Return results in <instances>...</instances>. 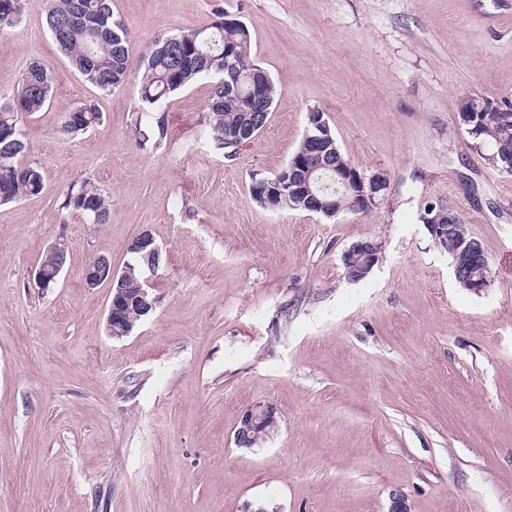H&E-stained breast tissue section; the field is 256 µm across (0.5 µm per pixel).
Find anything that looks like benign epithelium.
<instances>
[{"label":"benign epithelium","mask_w":512,"mask_h":512,"mask_svg":"<svg viewBox=\"0 0 512 512\" xmlns=\"http://www.w3.org/2000/svg\"><path fill=\"white\" fill-rule=\"evenodd\" d=\"M252 104H263L261 112L269 111L270 105L264 102L263 86L264 76L258 72L248 75ZM314 125L319 133L307 137L308 148L306 152L291 160L286 176L273 183V191L283 199L289 201L303 198L309 212L325 215L334 211V200L330 194L336 195L351 193L355 198V209L366 213L377 205L379 194L386 188V178L381 174L368 175L353 165L335 167L332 163L331 151L333 139L330 136L327 122L322 120V114H317ZM317 175L323 179L330 175V183L318 189L313 188L310 177ZM332 193H327V190ZM446 205H440V211L434 216L420 215V220L431 230L433 235L441 238L448 237V231H458L457 225L461 222L459 213L445 214ZM448 218V226L440 224L442 218ZM148 251L158 253L161 251L153 235L145 230L135 237L127 246V251ZM382 244L371 239H363L352 245L347 253L356 258L363 259V273L370 272L379 259ZM66 253V244L57 242L47 249V255L53 259L52 267L41 264L35 274V284L43 288L49 280L58 279L63 267ZM121 273L112 271V263H95L85 268L83 278L86 287L90 289L101 285L109 288V306L106 318L108 335L113 338H122L130 335L134 324L125 319V313L135 309L144 317L149 316L155 309L157 298L153 296L156 270L150 266L141 272L140 288L134 293L122 288ZM276 408L270 404H259L248 409L240 420L235 437L251 438L254 430L265 421L276 420Z\"/></svg>","instance_id":"benign-epithelium-1"}]
</instances>
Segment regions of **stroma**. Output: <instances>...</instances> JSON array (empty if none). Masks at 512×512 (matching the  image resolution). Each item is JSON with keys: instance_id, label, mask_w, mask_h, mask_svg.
<instances>
[{"instance_id": "1", "label": "stroma", "mask_w": 512, "mask_h": 512, "mask_svg": "<svg viewBox=\"0 0 512 512\" xmlns=\"http://www.w3.org/2000/svg\"><path fill=\"white\" fill-rule=\"evenodd\" d=\"M0 29V104L30 63L53 77L24 116L45 193L0 206V512H512V175L489 165L458 114L462 97L512 105V0H112L132 58L221 9L247 25L279 97L233 160L208 134L199 79L139 110V73L104 93L22 0ZM95 102L102 121L64 130ZM342 154L387 178L367 213L270 210L251 197L297 149L310 109ZM162 116L161 146L136 125ZM112 198L94 224L62 209L83 180ZM462 214L490 267L462 288L419 216ZM150 231L164 252L155 311L106 332L114 270ZM382 257L358 282L342 255L363 238ZM68 245L55 287L34 273ZM279 430L254 448L235 431L256 403Z\"/></svg>"}]
</instances>
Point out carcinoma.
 I'll return each mask as SVG.
<instances>
[{"label": "carcinoma", "mask_w": 512, "mask_h": 512, "mask_svg": "<svg viewBox=\"0 0 512 512\" xmlns=\"http://www.w3.org/2000/svg\"><path fill=\"white\" fill-rule=\"evenodd\" d=\"M204 26H191L156 41L140 57L142 72L138 100L140 111L152 112L176 91L198 79L210 80L208 127L216 149L224 158H236L233 145L224 135L238 129L248 110V85L236 83L232 74H247L261 69L251 57L252 36L249 28H226L217 24L224 11ZM106 18V24L98 19ZM50 34L72 67L85 82L102 92H109L127 82L131 75L129 41L124 24L113 18L112 0H50L46 14ZM52 94L50 70L40 62L31 63L20 83L13 103L0 106V203L38 196L46 188L42 167L24 160L29 147L20 128L19 115L40 111ZM475 102L463 97L458 103L460 119L470 118L479 127L473 145L489 149L486 160L501 166L512 160V112L491 106L481 112L471 111ZM77 130L98 125L101 113L95 104L76 108ZM143 142L162 144L166 137L163 120L158 118L149 130L136 129ZM62 208L84 214L94 224H106L112 217V200L95 183L83 180L64 193ZM148 265H163V255L146 257L134 252L130 257L125 287L133 293L139 288L140 273Z\"/></svg>", "instance_id": "obj_1"}]
</instances>
